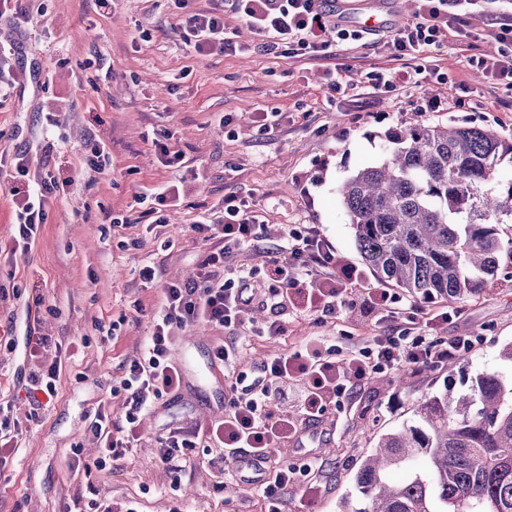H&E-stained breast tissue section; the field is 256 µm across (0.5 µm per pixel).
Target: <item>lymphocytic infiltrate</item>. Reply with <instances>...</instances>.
<instances>
[{"label": "lymphocytic infiltrate", "mask_w": 512, "mask_h": 512, "mask_svg": "<svg viewBox=\"0 0 512 512\" xmlns=\"http://www.w3.org/2000/svg\"><path fill=\"white\" fill-rule=\"evenodd\" d=\"M478 0H420L412 23L398 28L389 40L398 52H416L441 46L462 16L471 13ZM240 14L255 34L272 38L273 48L288 56L326 53L332 43L357 38V31L331 23L328 0H211V7L187 14L183 29L195 39L199 53L227 55L240 51L235 34L224 29V12ZM498 47L492 58H473V70L495 76L512 87V14L500 16ZM14 176L29 179L27 190L15 193L16 233L12 252L31 250L47 220V207L64 186L51 173H31L23 156L10 162ZM260 221L250 204L237 196L224 197L219 213H203L191 229L210 241L195 280L187 284L169 283L151 314V330L140 356L123 362L120 385L126 411L121 425H113L110 413L100 410L87 430L99 443L95 468L102 469L123 460L136 440L142 416L164 398L177 394L183 377L172 357L177 330L204 324L219 330L238 332L242 313L253 302L249 275L231 265L233 255L258 237ZM338 262L334 250L316 226L292 230L269 257L268 272L278 284L276 307H291L296 313L319 311L335 314L348 301L336 288L332 275ZM359 309L390 320L403 316L407 322L400 335L380 336L352 349L344 358L325 357L320 339L308 337L301 349L272 356L251 378L231 369L239 348L219 343L211 353L212 364L224 367V415L207 425L177 427L159 436L158 461L173 474L195 461V450L205 446L219 451L217 491L229 480L252 474L265 503L266 512H288V490L298 481L296 465L274 458V448L284 441L300 442L303 424L320 421L330 406H342L353 389L373 375L398 366H442L473 346L471 337L458 336L442 342L425 335L431 321L447 320L449 311L441 307L430 318H420L412 302L379 288L366 293ZM9 348L23 346L27 360L33 361L27 382L30 392L52 398L57 394L61 359L40 361L46 337L27 328L24 343L7 336ZM294 403L297 413L289 415L286 405Z\"/></svg>", "instance_id": "1"}]
</instances>
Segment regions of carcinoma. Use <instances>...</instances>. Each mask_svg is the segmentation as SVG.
I'll return each instance as SVG.
<instances>
[{"mask_svg":"<svg viewBox=\"0 0 512 512\" xmlns=\"http://www.w3.org/2000/svg\"><path fill=\"white\" fill-rule=\"evenodd\" d=\"M381 162L338 188L360 262L412 297L489 287L512 259V181L497 180L512 141L475 126L401 125ZM351 512H512V377L481 373L420 402L355 473Z\"/></svg>","mask_w":512,"mask_h":512,"instance_id":"cac0c4a2","label":"carcinoma"}]
</instances>
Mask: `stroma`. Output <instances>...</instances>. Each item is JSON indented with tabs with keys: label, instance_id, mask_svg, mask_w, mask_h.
<instances>
[{
	"label": "stroma",
	"instance_id": "35a3bbf8",
	"mask_svg": "<svg viewBox=\"0 0 512 512\" xmlns=\"http://www.w3.org/2000/svg\"><path fill=\"white\" fill-rule=\"evenodd\" d=\"M417 5L410 0L398 22L315 59L255 51L258 35L230 10L224 27L247 52L199 54L179 24L183 12L209 8L210 0H186L181 8L174 0H111L104 10L95 0H36L27 16L0 20V32L17 43L11 64L27 75L24 86L0 97V159L25 150L30 171L50 172L67 185L31 250L0 263V335L23 334L27 308L37 307L47 354L63 361L56 396L33 398L20 350L0 347V400L10 402L22 425L15 450L0 457V512H264L250 484L235 480L216 491L210 449H199L176 489L156 458V439L166 428L222 414L223 377L193 375L223 339L204 325L183 330L193 370L177 398L143 419L141 438L121 465L87 474L71 469V455L87 463L96 458L97 443L85 427L98 406L121 422V365L140 354L164 282L194 277L210 244L191 225L224 196L248 199L263 223L258 240L233 260L253 271L256 290L245 316L256 334L236 371L257 376L263 361L299 349L309 336L321 337L324 352L340 358L369 338L403 329L401 319L384 323L346 309L327 319L290 314L279 335H265L272 314L264 260L289 230L313 224L341 263L359 265L336 189L381 159L389 128L448 122L512 141V88L468 64L496 50L494 17L503 0H484L463 32L449 33L440 48L393 56L385 43L412 21ZM379 71H415L420 83L381 92L372 84ZM433 98L439 109L429 108ZM264 112L278 113V127L263 129ZM223 115L229 126H220ZM164 131L181 150L183 168L159 162L151 138ZM99 142L112 165L97 173L86 158ZM159 185L175 187L179 197L165 226L153 229L135 198ZM116 216L129 217V224L113 226ZM147 264L159 266L160 281L141 282ZM417 305L425 313L454 309L453 319L432 333L444 342L472 337L473 348L466 360L417 370L401 386L396 370L375 375L306 430L300 454L287 444L277 448L279 460L313 462L308 479L323 489L318 512H339L364 456L380 435L411 420L419 401L462 390L486 371L512 372L501 356L512 342V259H501L491 288Z\"/></svg>",
	"mask_w": 512,
	"mask_h": 512
}]
</instances>
